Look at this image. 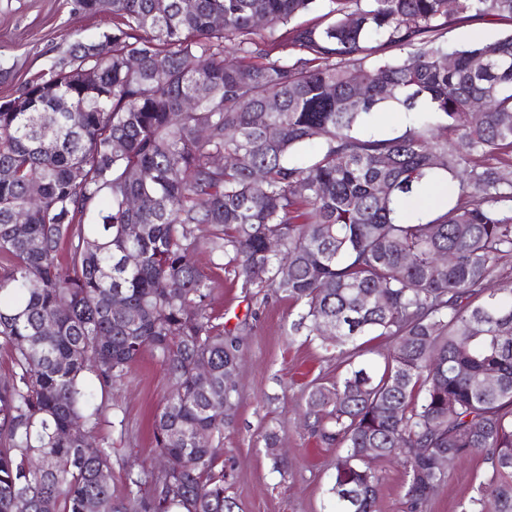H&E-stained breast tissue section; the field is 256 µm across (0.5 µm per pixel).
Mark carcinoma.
Masks as SVG:
<instances>
[{
  "label": "carcinoma",
  "instance_id": "1",
  "mask_svg": "<svg viewBox=\"0 0 512 512\" xmlns=\"http://www.w3.org/2000/svg\"><path fill=\"white\" fill-rule=\"evenodd\" d=\"M72 6L112 29L0 99V512H233L218 449L242 349L214 323L201 251L241 288L288 299L289 335L336 329L323 341L346 369L304 407L342 451L330 512H375L376 462L391 460L404 512H427L448 482L439 460L475 456L460 512H512V33L444 40L454 22H512V0ZM372 41L397 54L370 59ZM228 43L241 62L226 63ZM384 105L409 112L406 130L362 134ZM444 182L446 209L404 216ZM370 335L389 340L380 365L356 361ZM145 350L167 378L152 428L165 467L128 460L117 490L98 433ZM264 442L288 472L278 432Z\"/></svg>",
  "mask_w": 512,
  "mask_h": 512
}]
</instances>
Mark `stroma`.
Masks as SVG:
<instances>
[{"instance_id": "stroma-1", "label": "stroma", "mask_w": 512, "mask_h": 512, "mask_svg": "<svg viewBox=\"0 0 512 512\" xmlns=\"http://www.w3.org/2000/svg\"><path fill=\"white\" fill-rule=\"evenodd\" d=\"M111 27V16L74 14L71 0H0V69L9 73L0 81V97L15 94L22 84L45 73L75 39H91ZM511 31V24L500 21L457 23L449 27L445 40L449 47H461ZM195 263L212 281L214 317L235 330L244 351L236 374L238 415L224 432L227 495L235 499L238 512H327L326 488L338 451L310 437L300 414L310 385L335 379L341 354L289 335L296 311L273 289L243 290L233 273L217 268L208 254H198ZM166 392L165 371L147 351L109 394L110 422L100 433L117 455L113 487H121L125 479L121 456L156 460L150 428ZM271 429L280 434L283 457L293 463L288 474L276 472L266 455L263 436ZM482 472L476 458L453 463L447 485L428 512H459Z\"/></svg>"}]
</instances>
